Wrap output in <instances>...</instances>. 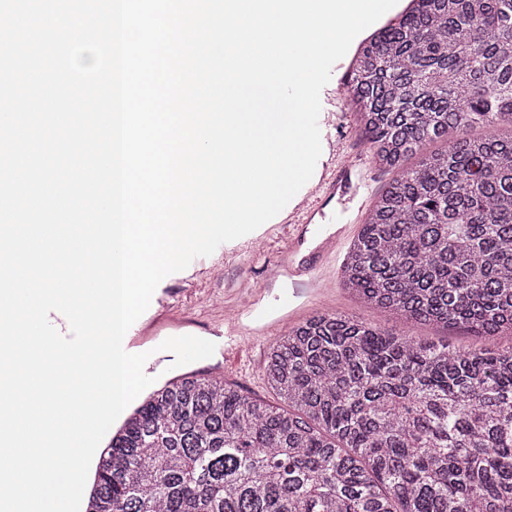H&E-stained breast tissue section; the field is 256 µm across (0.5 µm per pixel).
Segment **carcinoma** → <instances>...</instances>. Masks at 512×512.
<instances>
[{"label":"carcinoma","mask_w":512,"mask_h":512,"mask_svg":"<svg viewBox=\"0 0 512 512\" xmlns=\"http://www.w3.org/2000/svg\"><path fill=\"white\" fill-rule=\"evenodd\" d=\"M351 63L363 137L395 177L344 287L411 322L512 336V135L468 134L512 128V0H410ZM264 373L288 409L188 374L153 391L99 454L86 512H512V345L318 312Z\"/></svg>","instance_id":"cac0c4a2"}]
</instances>
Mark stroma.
I'll return each instance as SVG.
<instances>
[{
  "label": "stroma",
  "mask_w": 512,
  "mask_h": 512,
  "mask_svg": "<svg viewBox=\"0 0 512 512\" xmlns=\"http://www.w3.org/2000/svg\"><path fill=\"white\" fill-rule=\"evenodd\" d=\"M320 100L322 109L344 111L348 95L331 82L322 89ZM344 113L343 123L324 124L322 135L335 140L347 157L369 154L370 148L361 136L354 112ZM296 232L294 226L279 224L264 232L254 246L228 242L226 252L219 260L222 272L218 277H189L182 271L168 275L165 286L170 290V309L177 324L158 331L148 341V348H156L171 337L190 335L208 339L222 335L225 328H234L242 344L224 358V381L255 399L278 404L279 398L264 376L267 353L277 335L266 331L263 323L285 314L275 296L287 294L288 278L276 276L275 271L285 261L288 242ZM341 262V256H328L321 264L316 282L301 285L299 298L294 304L297 320H305L320 310H329L436 343L472 344L491 351L512 344V338L506 336L477 337L462 329L416 325L396 313L363 306L342 287L339 276Z\"/></svg>",
  "instance_id": "35a3bbf8"
}]
</instances>
